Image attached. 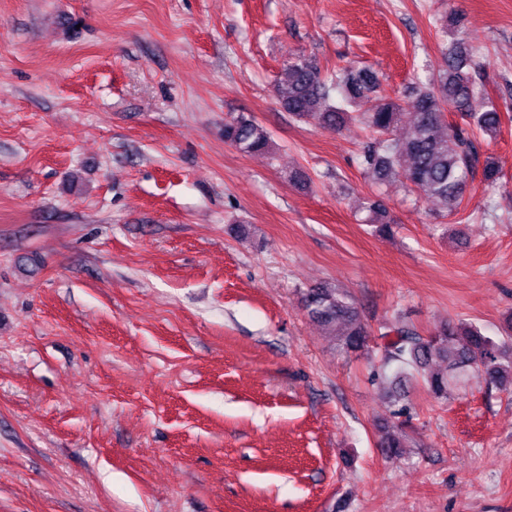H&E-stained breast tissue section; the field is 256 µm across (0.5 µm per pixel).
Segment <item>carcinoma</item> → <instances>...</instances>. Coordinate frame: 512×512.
<instances>
[{"mask_svg":"<svg viewBox=\"0 0 512 512\" xmlns=\"http://www.w3.org/2000/svg\"><path fill=\"white\" fill-rule=\"evenodd\" d=\"M477 52L463 39L454 42L432 86L419 87L405 106L379 92L380 80L372 68L351 65L325 75L305 56L288 62L277 96L282 109L296 120H313L329 131L360 122L370 133L361 148V165L380 181L394 174L403 177L412 191L452 214L476 176L493 190L501 175L499 162L482 150V138L497 135L503 116L477 86ZM371 97L370 111H352ZM448 107L461 122L447 120ZM399 125L403 136L391 137ZM224 140L249 154L268 151L271 142L269 133L243 112L224 119ZM364 209L365 223L391 231L393 221L381 201L369 199ZM303 302L308 316L331 330L343 352L364 350L369 332L347 290L320 284L303 293ZM384 338L383 366L395 365L392 383L399 398L406 380L422 384L437 401L448 400V391L466 387L473 375L498 389L512 388V330L495 340L460 320L428 337L401 326ZM383 432L380 448L388 456L400 455L405 438L399 425L386 426Z\"/></svg>","mask_w":512,"mask_h":512,"instance_id":"carcinoma-1","label":"carcinoma"}]
</instances>
